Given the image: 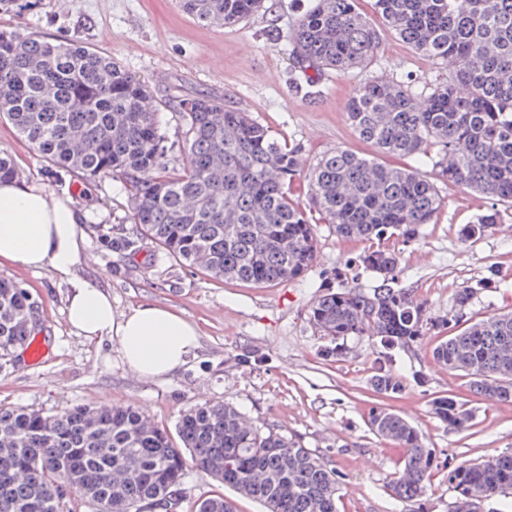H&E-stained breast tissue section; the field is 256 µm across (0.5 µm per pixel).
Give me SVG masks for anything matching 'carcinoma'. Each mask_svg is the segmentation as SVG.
Returning a JSON list of instances; mask_svg holds the SVG:
<instances>
[{"label": "carcinoma", "instance_id": "1", "mask_svg": "<svg viewBox=\"0 0 512 512\" xmlns=\"http://www.w3.org/2000/svg\"><path fill=\"white\" fill-rule=\"evenodd\" d=\"M375 0L383 22L414 51L454 65L448 81L419 102L401 82L372 81L350 99L347 118L359 137L384 155L411 158L389 165L336 147L306 175L310 200L336 235L350 241L415 240L441 199L421 166L432 163L448 183L473 189L496 205L512 203V0ZM207 25L233 27L264 0H178ZM297 89L312 88L327 70L344 76L378 56L379 38L357 0H313L288 35ZM149 86L112 56L78 42L32 32L0 33V119L52 165L87 180L112 176L131 194L134 223L170 256L216 281L253 285L301 277L314 263L313 224L289 197L301 177L298 149L280 142L248 113L209 95L180 100L186 164L171 171L159 112ZM439 149L430 155V149ZM498 218L492 207L464 226L469 241ZM397 255L367 251L360 262L382 276L368 296L328 288L310 320L322 335L372 336L382 346L408 345L428 323L426 309L389 277ZM35 335L33 303L0 278V363ZM433 359L466 373L473 392L512 401V313L471 323L437 344ZM373 389L399 394L403 383L378 368ZM436 417L466 430L472 415L452 397L433 401ZM370 431L403 451L404 468L390 484L400 500H420L431 487L432 449L394 410L374 406ZM169 432L131 408L76 406L56 414L0 407V512H73L72 499L94 512H132L135 505L183 493L187 463L261 504L264 512H338L341 475L299 442L253 425L234 406L186 410ZM456 496L512 494V452L458 466L447 475ZM192 512H235L224 494L202 495Z\"/></svg>", "mask_w": 512, "mask_h": 512}]
</instances>
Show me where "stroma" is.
Returning a JSON list of instances; mask_svg holds the SVG:
<instances>
[{"label": "stroma", "mask_w": 512, "mask_h": 512, "mask_svg": "<svg viewBox=\"0 0 512 512\" xmlns=\"http://www.w3.org/2000/svg\"><path fill=\"white\" fill-rule=\"evenodd\" d=\"M308 0H266L263 10L233 27L199 23L176 0H31L23 11H0V32H34L55 41L77 40L112 56L146 81L160 112L169 169L185 162V127L179 101L206 94L249 113L280 141L301 148L303 167L325 151L342 147L375 155L346 117L348 100L372 80L404 81L424 96L447 81L445 60L419 54L382 20L374 25L379 56L346 76L326 72L319 91L306 95L291 85L292 46L288 34ZM0 154L11 156L20 179L55 195H67L86 211V245L78 274L108 289L116 309L137 304L172 308L195 323L200 346L194 356L163 379L138 376L121 358L117 341H87L71 330L65 314L69 286L50 272L0 267V276L26 289L37 318L39 356L24 351L0 368V404L47 414L88 405L133 407L156 424L174 429L187 408L229 403L258 426L295 438L322 457L344 479L339 512H449L455 493L449 470L512 451V401L474 395L469 379L436 363L439 342L432 330L410 346L383 349L369 336L333 340L309 319L312 303L327 287L344 283L372 294L378 273L359 257L366 241H347L312 210L307 184L297 180L293 197L314 223L317 257L301 277L266 286L216 281L201 269L175 261L141 237L132 219L129 193L112 177L85 180L56 170L0 120ZM441 207L433 223L422 225L417 241L387 239L399 257L398 287L412 291L429 317H456L458 327L512 312V205L483 235L463 241L460 230L477 223L489 202L469 189L438 180ZM133 239L136 250L120 248ZM492 287H483V280ZM474 292L470 306L455 312L454 297ZM341 347L340 356L332 348ZM401 377L396 398L376 394L370 378L378 366ZM455 396L473 416L457 431L434 414L432 401ZM395 409L423 436L437 463L432 487L419 501L392 497L390 482L403 467L401 452L368 428L372 406Z\"/></svg>", "instance_id": "1"}]
</instances>
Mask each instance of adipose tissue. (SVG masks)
I'll return each instance as SVG.
<instances>
[{"label": "adipose tissue", "mask_w": 512, "mask_h": 512, "mask_svg": "<svg viewBox=\"0 0 512 512\" xmlns=\"http://www.w3.org/2000/svg\"><path fill=\"white\" fill-rule=\"evenodd\" d=\"M81 208L35 184L0 179V265L50 271L66 282V320L90 341L115 339L138 375L163 378L182 366L199 344V331L168 307L139 304L117 312L108 290L78 277L85 248Z\"/></svg>", "instance_id": "adipose-tissue-1"}]
</instances>
